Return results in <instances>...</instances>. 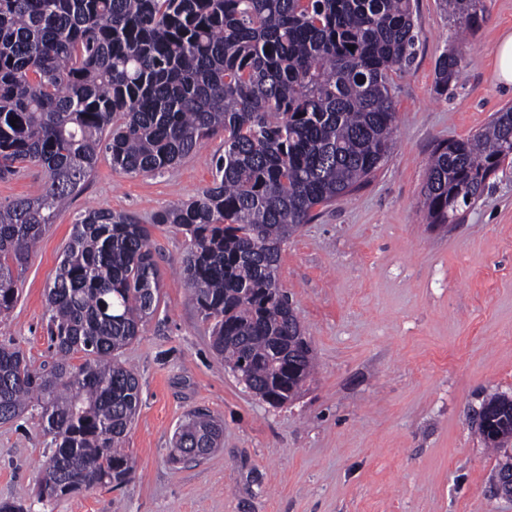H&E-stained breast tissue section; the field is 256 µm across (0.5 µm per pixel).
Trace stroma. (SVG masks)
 Listing matches in <instances>:
<instances>
[{
	"instance_id": "stroma-1",
	"label": "stroma",
	"mask_w": 512,
	"mask_h": 512,
	"mask_svg": "<svg viewBox=\"0 0 512 512\" xmlns=\"http://www.w3.org/2000/svg\"><path fill=\"white\" fill-rule=\"evenodd\" d=\"M484 5L460 44L438 0H412L418 40L393 77L388 161L282 247L279 282L317 360L297 398L265 402L215 355L182 280L185 237L156 231L160 305L120 355L141 385L124 439L131 483L39 500L52 437L33 406L0 422V500L27 512H512V499L493 492L498 456L476 425L487 395L512 397V166L459 223L430 226L423 207L437 144L481 131L512 105L494 58L512 32V0ZM455 44L462 77L442 94L435 61ZM223 150L213 139L155 174L113 171L100 154L31 252L19 299L0 318V344L33 366L51 362L47 292L76 218L95 208L149 221L208 186ZM194 409L223 421L224 443L204 459L171 463L173 434Z\"/></svg>"
}]
</instances>
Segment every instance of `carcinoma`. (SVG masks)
Listing matches in <instances>:
<instances>
[{
	"mask_svg": "<svg viewBox=\"0 0 512 512\" xmlns=\"http://www.w3.org/2000/svg\"><path fill=\"white\" fill-rule=\"evenodd\" d=\"M412 0H0V179L33 166L32 198L0 203V317L17 302L20 271L57 211L93 173L177 167L223 138L211 185L144 224L88 209L73 225L48 289L55 362L36 369L0 344V422L32 401L55 449L39 486L55 500L122 487L133 465L121 445L141 387L118 356L157 312L161 274L152 229L186 238L182 276L213 348L265 396L303 384L309 343L279 285L282 246L328 206L368 182L391 153L393 74L412 62ZM454 26L479 23L484 0H439ZM462 58L444 50L447 91ZM15 124H10V121ZM512 165V107L479 133L431 156L430 224H456L480 198L487 170ZM85 362L75 368L71 356ZM223 423L191 412L169 460L221 447Z\"/></svg>",
	"mask_w": 512,
	"mask_h": 512,
	"instance_id": "1",
	"label": "carcinoma"
}]
</instances>
